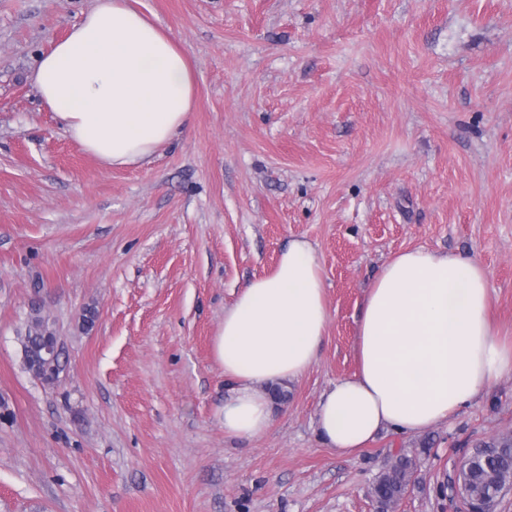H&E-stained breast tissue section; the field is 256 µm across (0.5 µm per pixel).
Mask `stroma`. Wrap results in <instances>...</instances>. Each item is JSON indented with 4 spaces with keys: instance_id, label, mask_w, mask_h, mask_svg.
I'll return each instance as SVG.
<instances>
[{
    "instance_id": "35a3bbf8",
    "label": "stroma",
    "mask_w": 512,
    "mask_h": 512,
    "mask_svg": "<svg viewBox=\"0 0 512 512\" xmlns=\"http://www.w3.org/2000/svg\"><path fill=\"white\" fill-rule=\"evenodd\" d=\"M92 5L0 0V512H379L371 489L400 456L399 512H461L460 460L512 433V375L353 455L315 413L355 372L365 293L404 249L479 260L512 343V0H138L196 103L136 168L84 153L33 82ZM299 236L325 339L265 435H226L224 311ZM35 306L63 348L52 382L21 360Z\"/></svg>"
}]
</instances>
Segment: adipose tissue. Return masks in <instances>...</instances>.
Returning <instances> with one entry per match:
<instances>
[{
  "instance_id": "adipose-tissue-1",
  "label": "adipose tissue",
  "mask_w": 512,
  "mask_h": 512,
  "mask_svg": "<svg viewBox=\"0 0 512 512\" xmlns=\"http://www.w3.org/2000/svg\"><path fill=\"white\" fill-rule=\"evenodd\" d=\"M33 81L81 149L107 167H139L182 135L195 79L180 46L131 0H96L44 53ZM489 275L474 257L409 248L368 289L358 367L321 398L325 443L355 453L384 428L419 433L450 419L512 374V347L489 319ZM321 266L296 237L272 274L247 282L224 311L215 353L234 381L225 434L254 438L272 423L266 385L301 378L327 332Z\"/></svg>"
}]
</instances>
